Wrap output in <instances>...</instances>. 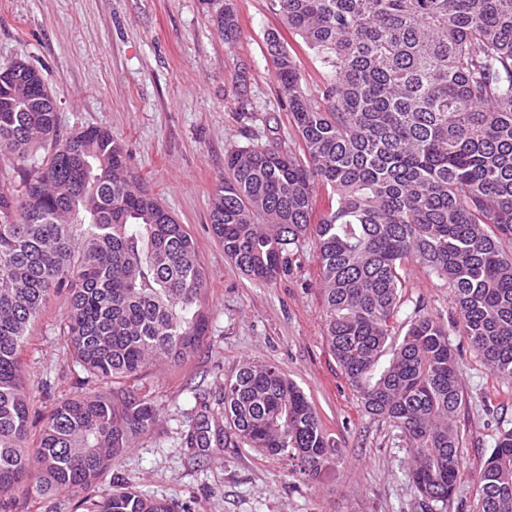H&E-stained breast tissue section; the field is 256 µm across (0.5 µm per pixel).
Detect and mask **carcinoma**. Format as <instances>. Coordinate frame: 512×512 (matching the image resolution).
<instances>
[{"label": "carcinoma", "instance_id": "obj_1", "mask_svg": "<svg viewBox=\"0 0 512 512\" xmlns=\"http://www.w3.org/2000/svg\"><path fill=\"white\" fill-rule=\"evenodd\" d=\"M227 41L233 0H205ZM327 78L302 81L283 36H266L301 153L247 145L224 157L210 203L224 254L256 280L291 270L314 241L326 339L366 413L410 448L408 477L447 508L467 473L453 423L462 368L448 326L397 315L411 269L436 275L474 353L512 381V0H268ZM57 97L23 60L0 69V156L22 171L0 191V508L32 488L91 491L86 512H174L103 477L156 425L138 381L156 362L185 364L206 336V277L184 225L130 171L101 128L62 136ZM46 155L35 160L38 150ZM331 203L312 222L317 187ZM61 333L96 384L30 429L21 354L54 293ZM234 447L283 458L305 477L336 455L305 393L272 364L224 381ZM199 414L190 443L210 445ZM481 512H512V428L477 474Z\"/></svg>", "mask_w": 512, "mask_h": 512}]
</instances>
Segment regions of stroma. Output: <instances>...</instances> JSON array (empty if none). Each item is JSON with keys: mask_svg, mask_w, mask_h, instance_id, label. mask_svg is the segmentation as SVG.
<instances>
[{"mask_svg": "<svg viewBox=\"0 0 512 512\" xmlns=\"http://www.w3.org/2000/svg\"><path fill=\"white\" fill-rule=\"evenodd\" d=\"M234 3L240 32L229 43L203 0H0V67L23 60L41 72L59 101L61 135L112 131L129 168L192 235L207 279L203 344L183 366L157 365L143 377L144 391L161 406L160 420L108 478L167 500L176 512H428L407 477L409 449L387 422L364 413L326 342L313 242H304L290 272L265 283L231 262L212 232L209 203L228 150L299 146L267 32H282L308 85L325 77L268 0ZM242 76L244 101L234 89ZM404 294L399 324L423 307L447 324L459 354L465 402L456 425L473 475L457 486L447 512H479L474 474L499 429L512 427V383L474 354L443 281L415 271ZM67 309L66 294L51 296L22 354L25 383L43 414L85 391L59 334ZM245 360L278 365L335 439L339 457L313 479L250 448L186 446L199 399L209 401L212 428L223 427L224 381Z\"/></svg>", "mask_w": 512, "mask_h": 512, "instance_id": "stroma-1", "label": "stroma"}]
</instances>
